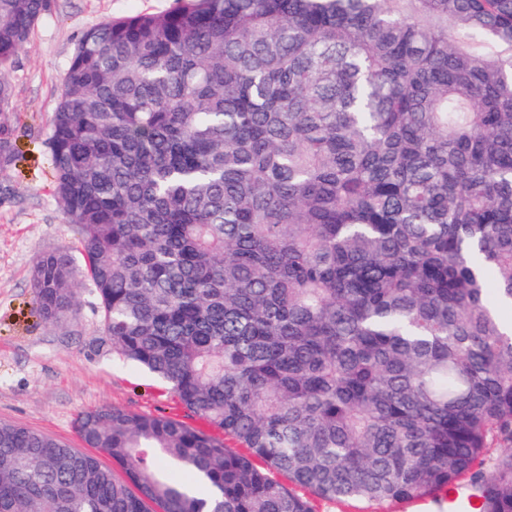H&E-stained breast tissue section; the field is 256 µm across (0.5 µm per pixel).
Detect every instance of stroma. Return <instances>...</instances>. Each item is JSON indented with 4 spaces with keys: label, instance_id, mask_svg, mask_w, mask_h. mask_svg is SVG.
<instances>
[{
    "label": "stroma",
    "instance_id": "obj_1",
    "mask_svg": "<svg viewBox=\"0 0 512 512\" xmlns=\"http://www.w3.org/2000/svg\"><path fill=\"white\" fill-rule=\"evenodd\" d=\"M174 5L175 0H52L8 73L13 153L0 162V421L75 448L78 416L106 406L200 424L165 382L112 354L90 282L81 284L76 315L48 323L34 311L32 281L41 254L77 246L54 196L47 138L80 37L111 19L163 13Z\"/></svg>",
    "mask_w": 512,
    "mask_h": 512
}]
</instances>
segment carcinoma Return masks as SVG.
I'll list each match as a JSON object with an SVG mask.
<instances>
[{
    "label": "carcinoma",
    "instance_id": "1",
    "mask_svg": "<svg viewBox=\"0 0 512 512\" xmlns=\"http://www.w3.org/2000/svg\"><path fill=\"white\" fill-rule=\"evenodd\" d=\"M51 0H0L7 72ZM48 147L112 352L163 415L0 421V512H512V0H177L79 39ZM42 254L34 310L78 309ZM498 449L492 455L489 449ZM189 471L179 484L158 466ZM476 499L478 498L466 492V488L461 484L453 486L447 493V501L452 509L449 512H472L470 508H477L479 504ZM315 512H433L437 511V505L431 498L425 501H408L396 503H382L368 506L355 503H326L314 501Z\"/></svg>",
    "mask_w": 512,
    "mask_h": 512
}]
</instances>
